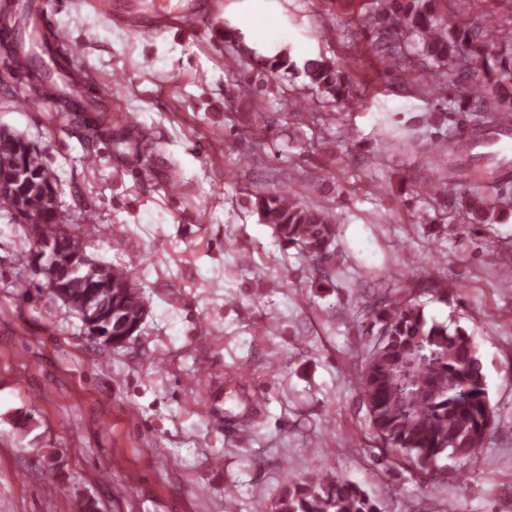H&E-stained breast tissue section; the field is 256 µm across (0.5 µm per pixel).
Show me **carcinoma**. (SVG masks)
<instances>
[{
  "label": "carcinoma",
  "mask_w": 512,
  "mask_h": 512,
  "mask_svg": "<svg viewBox=\"0 0 512 512\" xmlns=\"http://www.w3.org/2000/svg\"><path fill=\"white\" fill-rule=\"evenodd\" d=\"M439 0H389L374 9L369 24L385 37L378 53L397 61L416 63L424 84L442 93V108L465 113L473 125L472 151L459 155L442 149L448 140L409 148L427 155L448 157V167L438 172L443 184L467 185L460 202L467 224H489L495 208L480 186L499 179L496 169L470 164L474 150L486 146L485 131L512 120V52L503 50L497 27L488 20L482 26L439 24L435 5ZM269 73L294 71L291 56L281 53L262 58ZM310 84L337 102L349 98L343 70L324 58L303 65ZM464 95H447L462 83ZM0 178L14 184L16 194L0 200V210L16 208L26 213V232L32 251L50 245L63 257L86 254L90 217L74 232L72 220L59 219L48 198L51 169L41 152H16L9 140H0ZM257 209L279 237L296 247L322 268L332 261L330 250L336 234L333 213L302 205L292 195L260 196ZM127 270L115 266L84 268L79 273L61 272L65 286L60 300L79 303L87 315L99 321L101 335L114 342L134 336L144 322L145 298L137 288H126ZM360 335L370 336L366 354L356 372V385L365 420L379 450L378 464L405 466L425 483L438 482L439 461L471 459L483 448L497 425L486 388L483 363L473 337L460 326L428 318L425 303L409 291H381L361 309ZM271 512H384L381 503L357 483L335 475L321 462L284 486Z\"/></svg>",
  "instance_id": "carcinoma-1"
}]
</instances>
